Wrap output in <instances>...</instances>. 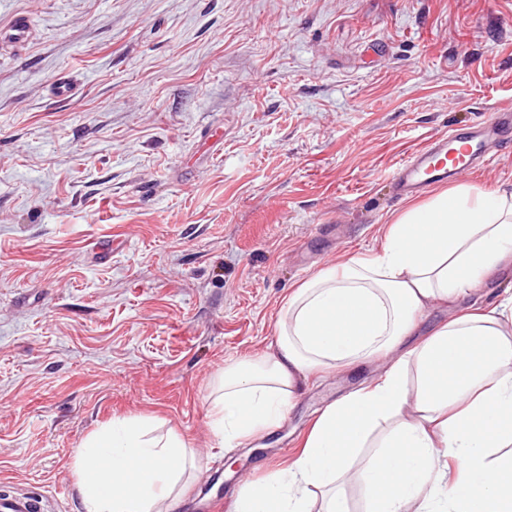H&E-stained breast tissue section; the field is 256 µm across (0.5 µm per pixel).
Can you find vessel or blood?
<instances>
[{"label":"vessel or blood","instance_id":"1","mask_svg":"<svg viewBox=\"0 0 512 512\" xmlns=\"http://www.w3.org/2000/svg\"><path fill=\"white\" fill-rule=\"evenodd\" d=\"M512 141V107L495 110L493 118L477 119L462 133L430 139L397 166L394 183L399 194L421 193L433 184L458 177L488 159L489 145ZM42 499L28 494L0 495V512H42Z\"/></svg>","mask_w":512,"mask_h":512}]
</instances>
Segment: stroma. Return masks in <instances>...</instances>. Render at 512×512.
<instances>
[{"mask_svg":"<svg viewBox=\"0 0 512 512\" xmlns=\"http://www.w3.org/2000/svg\"><path fill=\"white\" fill-rule=\"evenodd\" d=\"M0 482L83 512L74 456L124 417L198 450L181 512L285 466L367 364L226 449L212 377L294 288L381 245L397 164L512 102V0H0ZM70 98L52 96L59 76ZM462 182L512 184V152Z\"/></svg>","mask_w":512,"mask_h":512,"instance_id":"stroma-1","label":"stroma"}]
</instances>
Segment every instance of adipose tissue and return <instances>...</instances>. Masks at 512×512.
<instances>
[{"mask_svg": "<svg viewBox=\"0 0 512 512\" xmlns=\"http://www.w3.org/2000/svg\"><path fill=\"white\" fill-rule=\"evenodd\" d=\"M512 263V189L460 184L410 202L378 251L325 267L289 296L273 351L225 364L210 425L228 447L277 428L306 376L384 358L370 384L329 403L300 455L245 485L236 512H512V299L471 297ZM465 308L414 346L425 312ZM196 460L187 440L113 420L74 458L84 512H179Z\"/></svg>", "mask_w": 512, "mask_h": 512, "instance_id": "adipose-tissue-1", "label": "adipose tissue"}]
</instances>
